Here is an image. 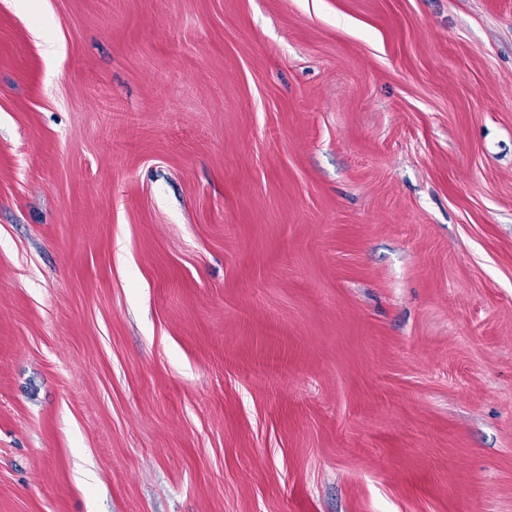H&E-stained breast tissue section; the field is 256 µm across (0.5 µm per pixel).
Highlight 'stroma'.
<instances>
[{"mask_svg": "<svg viewBox=\"0 0 512 512\" xmlns=\"http://www.w3.org/2000/svg\"><path fill=\"white\" fill-rule=\"evenodd\" d=\"M0 512H512V0H0Z\"/></svg>", "mask_w": 512, "mask_h": 512, "instance_id": "stroma-1", "label": "stroma"}]
</instances>
